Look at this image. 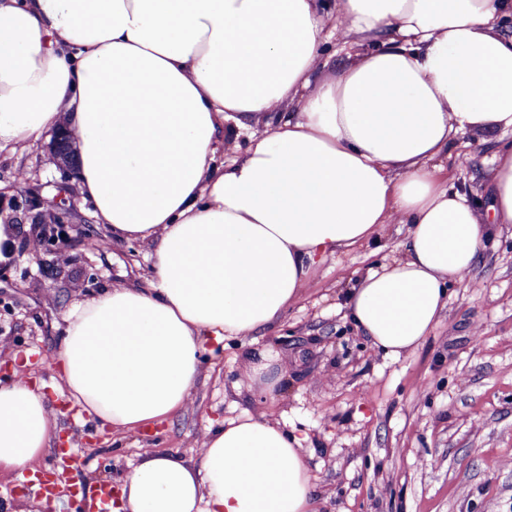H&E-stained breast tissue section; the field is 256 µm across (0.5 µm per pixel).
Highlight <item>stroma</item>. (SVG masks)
Wrapping results in <instances>:
<instances>
[{"label": "stroma", "instance_id": "obj_1", "mask_svg": "<svg viewBox=\"0 0 512 512\" xmlns=\"http://www.w3.org/2000/svg\"><path fill=\"white\" fill-rule=\"evenodd\" d=\"M465 140L472 162L452 177L483 202L495 136L477 128ZM63 182L67 259L42 268L27 249L39 226L19 201L38 192L44 218H53ZM1 224L12 227L14 244L0 261V381L14 353L30 352L31 379L42 385L84 483L126 475L148 450L195 456L211 425L248 414L294 428L318 512H512V224L494 225L482 259L452 285L439 323L411 355L394 360L373 349L345 306L356 278L401 250L410 227L396 221L374 242L318 265L304 297L261 338L283 375L273 397L255 398L246 376L253 346L231 339L204 361L193 406L121 436L76 425L78 408L57 386L54 355L75 304L140 281L148 243L113 239L97 223L76 169L63 166L48 133L24 153L0 151ZM0 512L73 505L64 491L40 501L1 472Z\"/></svg>", "mask_w": 512, "mask_h": 512}]
</instances>
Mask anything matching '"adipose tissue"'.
Returning a JSON list of instances; mask_svg holds the SVG:
<instances>
[{
  "mask_svg": "<svg viewBox=\"0 0 512 512\" xmlns=\"http://www.w3.org/2000/svg\"><path fill=\"white\" fill-rule=\"evenodd\" d=\"M65 120L98 223L150 246L146 287L79 303L55 357L89 421L121 434L192 405L211 343L258 345L312 266L395 220L401 254L348 307L386 357L429 336L491 225L512 224V0H0V150ZM474 128L505 135L483 205L444 175L470 165ZM26 366L0 385V470L19 475L61 431ZM250 375L279 389L271 349ZM119 484L124 512H315L299 438L250 416Z\"/></svg>",
  "mask_w": 512,
  "mask_h": 512,
  "instance_id": "1",
  "label": "adipose tissue"
}]
</instances>
